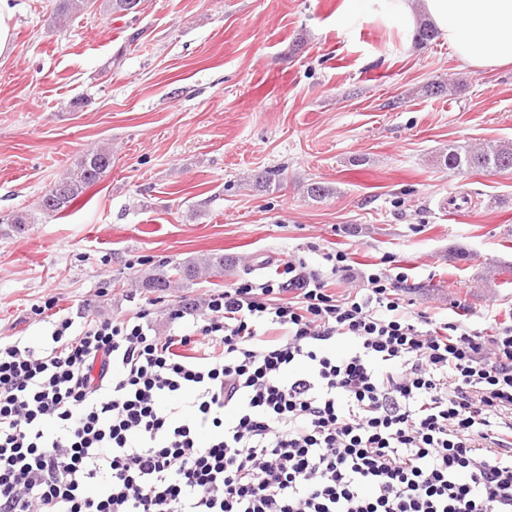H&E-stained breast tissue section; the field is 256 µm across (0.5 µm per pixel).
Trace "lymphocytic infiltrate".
<instances>
[{"label": "lymphocytic infiltrate", "mask_w": 512, "mask_h": 512, "mask_svg": "<svg viewBox=\"0 0 512 512\" xmlns=\"http://www.w3.org/2000/svg\"><path fill=\"white\" fill-rule=\"evenodd\" d=\"M324 259L179 336L63 317L0 343V512H512V324L409 310L380 267L333 293L349 256Z\"/></svg>", "instance_id": "f902f5d3"}]
</instances>
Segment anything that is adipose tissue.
Masks as SVG:
<instances>
[{
	"label": "adipose tissue",
	"mask_w": 512,
	"mask_h": 512,
	"mask_svg": "<svg viewBox=\"0 0 512 512\" xmlns=\"http://www.w3.org/2000/svg\"><path fill=\"white\" fill-rule=\"evenodd\" d=\"M362 13L409 30L423 12L463 67L474 71L512 65V0H347Z\"/></svg>",
	"instance_id": "1"
}]
</instances>
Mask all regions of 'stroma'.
Here are the masks:
<instances>
[{"label": "stroma", "mask_w": 512, "mask_h": 512, "mask_svg": "<svg viewBox=\"0 0 512 512\" xmlns=\"http://www.w3.org/2000/svg\"><path fill=\"white\" fill-rule=\"evenodd\" d=\"M0 57V340L35 342L30 309L72 318L148 311L182 334L210 294L344 250L337 288L392 260L412 310L512 317V172L457 173L450 144L512 141V67L463 68L448 43L344 0H142L60 24L56 0H10ZM437 82L452 93L433 94ZM112 167L64 218L39 198L86 150ZM271 171L269 183L253 180ZM329 187L307 197L312 182ZM470 214L450 220L449 192ZM27 212L29 224L12 220ZM219 253L224 275L182 281L175 266ZM170 277L165 288L146 281ZM189 306L180 320L171 312ZM13 12L9 0L0 1V56L8 52L12 43Z\"/></svg>", "instance_id": "35a3bbf8"}]
</instances>
